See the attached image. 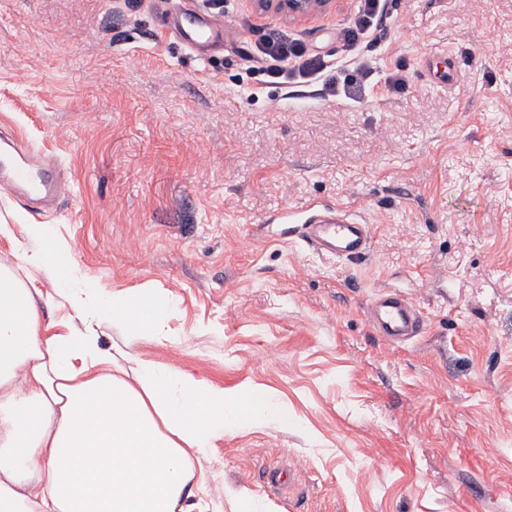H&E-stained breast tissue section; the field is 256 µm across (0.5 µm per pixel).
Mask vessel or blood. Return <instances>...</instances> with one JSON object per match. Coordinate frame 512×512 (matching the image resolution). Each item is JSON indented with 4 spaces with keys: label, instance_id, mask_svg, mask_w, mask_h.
Masks as SVG:
<instances>
[{
    "label": "vessel or blood",
    "instance_id": "obj_1",
    "mask_svg": "<svg viewBox=\"0 0 512 512\" xmlns=\"http://www.w3.org/2000/svg\"><path fill=\"white\" fill-rule=\"evenodd\" d=\"M164 31L186 47L205 53L224 44L222 20L186 8L164 20ZM72 194L68 178L52 159L28 140L0 143V195L37 207ZM313 250L346 260L365 257L371 245L369 225L356 222L345 204L321 211L299 234ZM369 322L378 335L402 341L420 335L422 318L415 305L399 294H380L371 302Z\"/></svg>",
    "mask_w": 512,
    "mask_h": 512
}]
</instances>
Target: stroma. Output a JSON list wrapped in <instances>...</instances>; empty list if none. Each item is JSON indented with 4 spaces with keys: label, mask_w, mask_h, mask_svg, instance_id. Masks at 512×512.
<instances>
[{
    "label": "stroma",
    "mask_w": 512,
    "mask_h": 512,
    "mask_svg": "<svg viewBox=\"0 0 512 512\" xmlns=\"http://www.w3.org/2000/svg\"><path fill=\"white\" fill-rule=\"evenodd\" d=\"M356 6L235 0L200 58L157 28L172 0H0V126L72 187L41 214L0 197V225H45L74 256L13 274L50 336L74 322L62 279L173 299L160 328L116 321L100 346L287 409L202 458L208 512H512V0H386L354 100L266 83L243 55L274 33L331 55ZM313 203L353 205L367 256L286 242L280 215ZM381 291L421 335L376 334ZM260 9L273 10L288 18H305L326 13L333 8L335 0H254Z\"/></svg>",
    "instance_id": "obj_1"
}]
</instances>
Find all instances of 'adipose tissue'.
Instances as JSON below:
<instances>
[{"instance_id":"ef3b65f1","label":"adipose tissue","mask_w":512,"mask_h":512,"mask_svg":"<svg viewBox=\"0 0 512 512\" xmlns=\"http://www.w3.org/2000/svg\"><path fill=\"white\" fill-rule=\"evenodd\" d=\"M17 231L44 242L17 249V262L58 263L45 225ZM35 294L0 264V512H206L195 460L224 435L287 423V409L261 389L229 394L150 360L122 365L100 348L102 324L153 329L171 300L71 288L80 324L47 337Z\"/></svg>"}]
</instances>
